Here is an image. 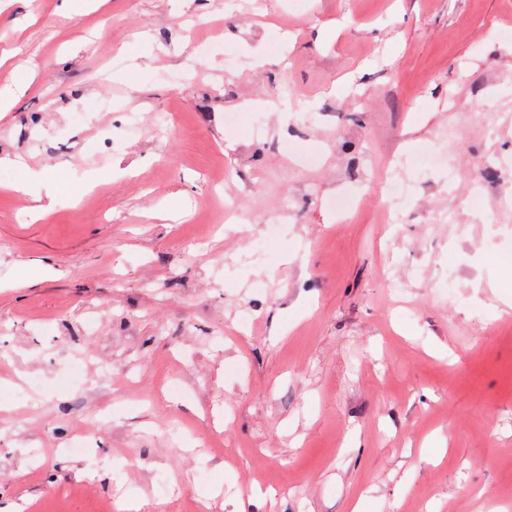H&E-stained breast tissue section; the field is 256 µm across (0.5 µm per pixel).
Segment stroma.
I'll use <instances>...</instances> for the list:
<instances>
[{"label":"stroma","mask_w":512,"mask_h":512,"mask_svg":"<svg viewBox=\"0 0 512 512\" xmlns=\"http://www.w3.org/2000/svg\"><path fill=\"white\" fill-rule=\"evenodd\" d=\"M0 96L125 170L0 169V512H512V0H0ZM45 182V176L42 171L26 169L23 180L16 183V189L30 197L31 205L27 210L33 219H37L51 210L57 194H73L74 192V186L70 177L62 169H59L53 175L51 184L46 186V199H48L46 202L40 191L35 189L37 186L44 185Z\"/></svg>","instance_id":"stroma-1"}]
</instances>
